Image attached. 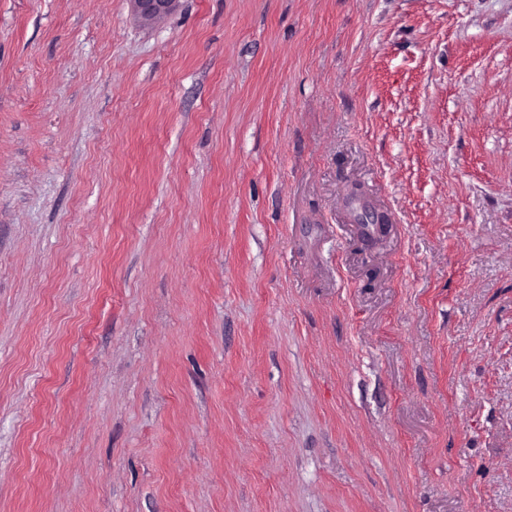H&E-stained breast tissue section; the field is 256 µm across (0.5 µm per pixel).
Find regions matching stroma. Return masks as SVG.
Wrapping results in <instances>:
<instances>
[{"label":"stroma","instance_id":"35a3bbf8","mask_svg":"<svg viewBox=\"0 0 512 512\" xmlns=\"http://www.w3.org/2000/svg\"><path fill=\"white\" fill-rule=\"evenodd\" d=\"M0 512H512V0H0ZM138 22L151 27L162 22L180 6V0H130Z\"/></svg>","mask_w":512,"mask_h":512}]
</instances>
